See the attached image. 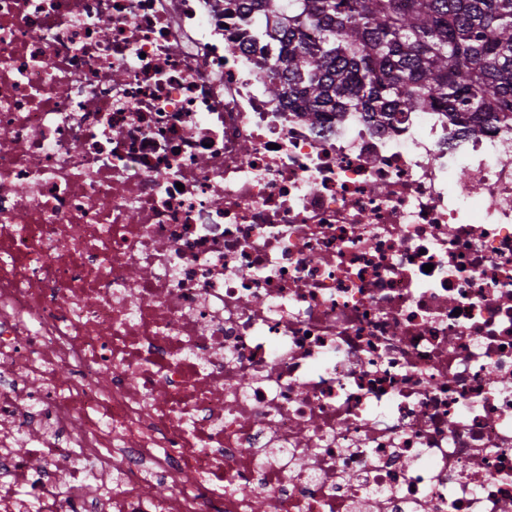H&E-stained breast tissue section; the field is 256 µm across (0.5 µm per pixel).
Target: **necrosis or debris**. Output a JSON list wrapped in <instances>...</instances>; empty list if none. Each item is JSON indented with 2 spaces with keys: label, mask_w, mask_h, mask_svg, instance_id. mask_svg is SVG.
Listing matches in <instances>:
<instances>
[{
  "label": "necrosis or debris",
  "mask_w": 512,
  "mask_h": 512,
  "mask_svg": "<svg viewBox=\"0 0 512 512\" xmlns=\"http://www.w3.org/2000/svg\"><path fill=\"white\" fill-rule=\"evenodd\" d=\"M257 57L0 0V512H512V125L315 126Z\"/></svg>",
  "instance_id": "obj_1"
}]
</instances>
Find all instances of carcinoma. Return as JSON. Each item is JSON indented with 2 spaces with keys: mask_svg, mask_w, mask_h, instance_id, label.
Returning <instances> with one entry per match:
<instances>
[{
  "mask_svg": "<svg viewBox=\"0 0 512 512\" xmlns=\"http://www.w3.org/2000/svg\"><path fill=\"white\" fill-rule=\"evenodd\" d=\"M266 91L317 123L362 112L512 123V0H242Z\"/></svg>",
  "mask_w": 512,
  "mask_h": 512,
  "instance_id": "1",
  "label": "carcinoma"
}]
</instances>
